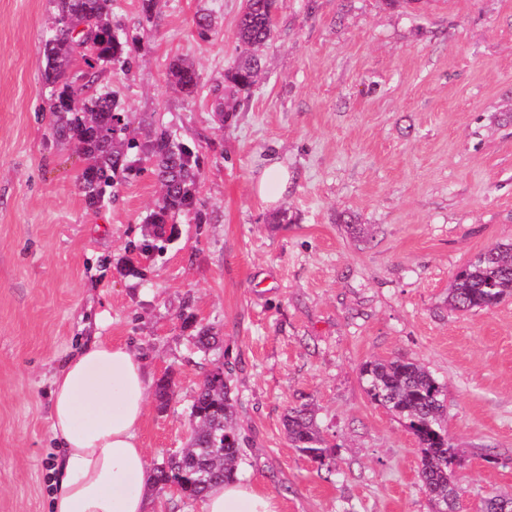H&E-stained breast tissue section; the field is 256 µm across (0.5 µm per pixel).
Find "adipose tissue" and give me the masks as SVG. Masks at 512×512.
Segmentation results:
<instances>
[{
	"label": "adipose tissue",
	"mask_w": 512,
	"mask_h": 512,
	"mask_svg": "<svg viewBox=\"0 0 512 512\" xmlns=\"http://www.w3.org/2000/svg\"><path fill=\"white\" fill-rule=\"evenodd\" d=\"M147 370L129 347L87 342L51 380L50 430L62 455L49 512H145L140 440ZM202 512H277L273 496L240 482L213 486Z\"/></svg>",
	"instance_id": "1"
}]
</instances>
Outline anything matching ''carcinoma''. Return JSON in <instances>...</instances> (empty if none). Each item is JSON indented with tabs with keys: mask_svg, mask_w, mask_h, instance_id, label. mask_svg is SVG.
Wrapping results in <instances>:
<instances>
[{
	"mask_svg": "<svg viewBox=\"0 0 512 512\" xmlns=\"http://www.w3.org/2000/svg\"><path fill=\"white\" fill-rule=\"evenodd\" d=\"M54 2L56 12L41 57L42 78L50 88L47 105L53 135L87 160L79 189L93 206L118 184L119 174L133 172L132 150L153 158L152 174L160 185L162 204L149 215L152 234L131 245L132 250L148 255L160 248L163 226L176 216L193 213L203 223L196 196L199 158L187 145L174 144L172 134L162 127L139 144L130 137L126 110L100 85L104 72H126L131 67L128 41L112 23V0ZM275 9L276 0H244L235 26L241 58L224 74L225 92L232 94L255 82L260 72L255 50L272 36ZM193 24L199 37H210V14L197 13ZM169 73L189 93L198 86L199 75L188 65L175 61ZM511 297L512 243H498L457 272L448 289V307L461 312L489 310ZM231 375L232 368L223 363L205 374L191 405L193 427L187 446L164 462V467L153 469L152 485L184 481L188 485L184 497L197 501L212 485L235 478L246 456V440L237 423ZM359 375L370 400L401 420L415 437L420 454L419 490L430 502L456 512L461 496L457 473L463 468V458L448 438L444 419L447 386L423 365L400 357L366 362ZM283 425L293 447L332 472L329 446L308 405L288 408Z\"/></svg>",
	"mask_w": 512,
	"mask_h": 512,
	"instance_id": "carcinoma-1",
	"label": "carcinoma"
}]
</instances>
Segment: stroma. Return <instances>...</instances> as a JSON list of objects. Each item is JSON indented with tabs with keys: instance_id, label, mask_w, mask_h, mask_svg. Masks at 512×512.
<instances>
[{
	"instance_id": "35a3bbf8",
	"label": "stroma",
	"mask_w": 512,
	"mask_h": 512,
	"mask_svg": "<svg viewBox=\"0 0 512 512\" xmlns=\"http://www.w3.org/2000/svg\"><path fill=\"white\" fill-rule=\"evenodd\" d=\"M242 5L157 0L148 21L142 0H112L135 61L105 85L141 139L165 126L201 158L206 223L177 217L144 256L130 245L160 202L149 159L88 206L83 161L49 131L52 0H0V512H48L51 379L95 335L171 380L167 407L148 399L149 467L185 446L195 389L227 362L247 440L238 479L277 512H433L414 436L359 376L398 355L448 387L463 512L512 494V300L448 308L456 271L512 242V0H279L260 81L220 117ZM175 60L199 72L194 93L171 79ZM275 162L290 181L268 205L255 186ZM203 325L221 349L195 348ZM302 403L333 472L288 443L284 412Z\"/></svg>"
}]
</instances>
